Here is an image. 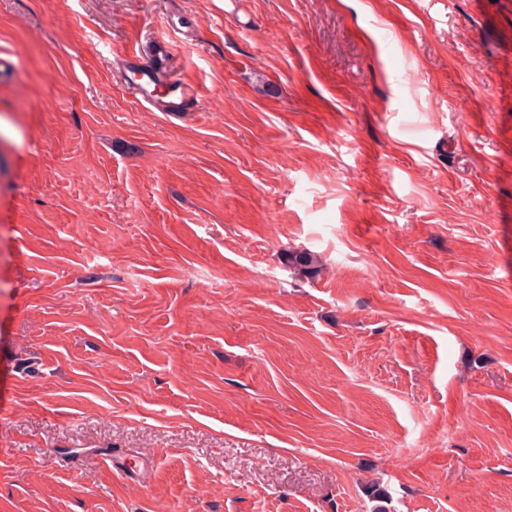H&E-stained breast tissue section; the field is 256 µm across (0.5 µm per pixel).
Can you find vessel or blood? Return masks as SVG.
<instances>
[{
  "instance_id": "b4317fda",
  "label": "vessel or blood",
  "mask_w": 512,
  "mask_h": 512,
  "mask_svg": "<svg viewBox=\"0 0 512 512\" xmlns=\"http://www.w3.org/2000/svg\"><path fill=\"white\" fill-rule=\"evenodd\" d=\"M173 58L172 42L156 37L145 49L124 51L115 58L114 65L139 104L152 112L177 116L198 110L199 99L189 83L174 76Z\"/></svg>"
}]
</instances>
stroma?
<instances>
[{
  "instance_id": "obj_1",
  "label": "stroma",
  "mask_w": 512,
  "mask_h": 512,
  "mask_svg": "<svg viewBox=\"0 0 512 512\" xmlns=\"http://www.w3.org/2000/svg\"><path fill=\"white\" fill-rule=\"evenodd\" d=\"M174 26L176 118L107 66ZM0 50V512H512V0H0ZM288 263L306 278L314 277L320 270L317 255L309 250H292L287 253Z\"/></svg>"
}]
</instances>
